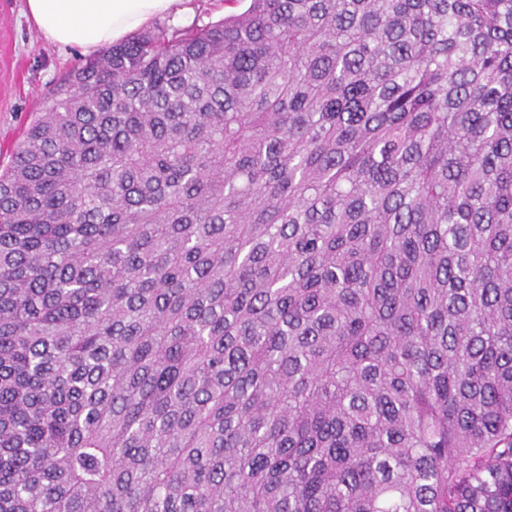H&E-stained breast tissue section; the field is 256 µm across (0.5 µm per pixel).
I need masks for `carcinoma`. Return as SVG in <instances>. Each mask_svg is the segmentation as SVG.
Listing matches in <instances>:
<instances>
[{
	"label": "carcinoma",
	"instance_id": "1",
	"mask_svg": "<svg viewBox=\"0 0 512 512\" xmlns=\"http://www.w3.org/2000/svg\"><path fill=\"white\" fill-rule=\"evenodd\" d=\"M47 99L0 512H512V0H248Z\"/></svg>",
	"mask_w": 512,
	"mask_h": 512
}]
</instances>
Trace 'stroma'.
I'll use <instances>...</instances> for the list:
<instances>
[{"mask_svg":"<svg viewBox=\"0 0 512 512\" xmlns=\"http://www.w3.org/2000/svg\"><path fill=\"white\" fill-rule=\"evenodd\" d=\"M85 59L80 50L44 38L26 0H0V169L44 110L49 88Z\"/></svg>","mask_w":512,"mask_h":512,"instance_id":"1","label":"stroma"}]
</instances>
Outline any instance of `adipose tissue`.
Returning a JSON list of instances; mask_svg holds the SVG:
<instances>
[{
  "label": "adipose tissue",
  "instance_id": "1",
  "mask_svg": "<svg viewBox=\"0 0 512 512\" xmlns=\"http://www.w3.org/2000/svg\"><path fill=\"white\" fill-rule=\"evenodd\" d=\"M188 0H27L43 37L83 53L119 42L153 18L184 12Z\"/></svg>",
  "mask_w": 512,
  "mask_h": 512
}]
</instances>
